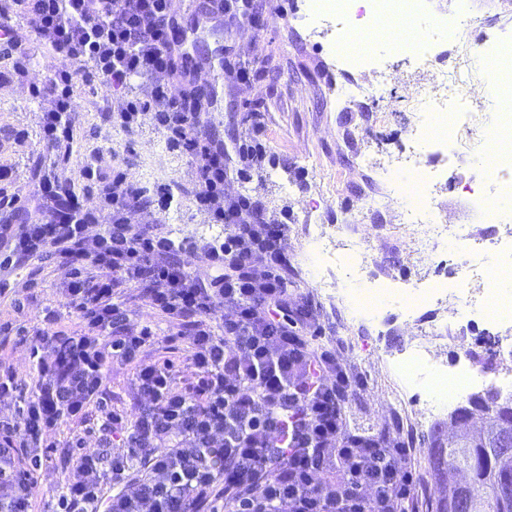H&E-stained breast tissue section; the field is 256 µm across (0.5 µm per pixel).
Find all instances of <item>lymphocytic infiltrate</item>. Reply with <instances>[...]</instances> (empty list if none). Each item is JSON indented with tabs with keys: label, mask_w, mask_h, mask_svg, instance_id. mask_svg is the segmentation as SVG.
Returning <instances> with one entry per match:
<instances>
[{
	"label": "lymphocytic infiltrate",
	"mask_w": 512,
	"mask_h": 512,
	"mask_svg": "<svg viewBox=\"0 0 512 512\" xmlns=\"http://www.w3.org/2000/svg\"><path fill=\"white\" fill-rule=\"evenodd\" d=\"M176 0H0V45L27 72L36 49L73 61L52 79L54 104L40 138L54 148L74 140V86L116 94L127 131L151 114L169 149L193 171V205L224 234L173 236L159 224H133L148 191L126 170L95 182L99 206L74 202L64 185L32 195L25 224L0 222V301L17 299L12 275L51 257L68 270L63 304L79 329L60 327L46 310L33 327L0 322V344L31 350L28 377L0 360V512H34L36 475L51 457L64 421L95 417L116 453L87 454L83 437L58 498L59 512H421L412 450L401 438L349 429L345 404L361 378L335 347L312 345L308 312L282 267L287 225L262 202L229 195V175L261 176L266 147L245 135L233 147L213 138L210 105L196 86L186 50L172 36ZM25 19L22 43L10 16ZM159 76L150 96L130 95L133 78ZM181 84L171 94L168 81ZM103 231L88 237V225ZM142 289L148 305L184 338L196 369L191 388L175 383L176 363L152 360L151 326L133 329L120 300ZM133 370L136 398L118 412L105 396L114 366Z\"/></svg>",
	"instance_id": "1"
}]
</instances>
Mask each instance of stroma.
Here are the masks:
<instances>
[{
  "label": "stroma",
  "mask_w": 512,
  "mask_h": 512,
  "mask_svg": "<svg viewBox=\"0 0 512 512\" xmlns=\"http://www.w3.org/2000/svg\"><path fill=\"white\" fill-rule=\"evenodd\" d=\"M253 3L258 13H277V20L262 28L245 21L227 30L210 26L200 30L188 48L198 72V89L213 101L217 135L232 141L245 131L248 113L260 115L266 171L250 181L230 179L224 190L230 195L259 197L270 215L287 224L288 277L300 296L317 307L310 328L335 341L341 360L366 383L365 391L345 406L350 428L372 433L401 428L411 440V462L423 479L426 512H436L441 489L428 465L431 425L419 418L422 403L414 399L395 411L387 406L404 389L400 374L392 367L393 357L407 347L412 336L431 330L432 325L400 316L398 298L391 294L381 298L379 313L355 314L356 299L363 293L358 282L338 281L336 298L324 297L313 276L310 228L321 224L341 233L355 230L374 261L372 277L385 286L444 279L472 288V281L458 279V269L470 263V255L452 240L447 243V255L435 260L417 251L411 242L412 226L394 219L396 206L389 198V180L366 169L361 158L367 155L381 163L407 153L416 109L433 92L436 71L445 67L458 71L473 89L472 109L461 114L449 152L432 150L423 157V165L440 174L426 187V196L442 223L465 225L477 238L512 240V207L500 208L496 218L489 220L472 206L473 196L485 187L479 161L489 148L490 134L507 121L502 94L474 49L487 39H512V0H419L425 27L457 26L454 38L437 49L432 70H416L409 60L383 47L377 51L383 60L380 69L350 73L337 66L334 51L321 34H307L299 25L297 14L303 0ZM225 49L237 66L249 68L250 81L216 71ZM70 66L66 59L39 51L27 76L19 78L12 60L0 58V190L23 204L39 181L49 178L71 184L88 206H96L80 174L92 155L107 174L118 164L128 163L132 180L153 193L177 184L190 186L192 173L185 158L169 150L151 117H143L138 131L128 132L108 118L107 102L81 88L75 93L78 125L72 157L69 163H59L55 149L40 139L39 126L43 113L52 106L54 73ZM357 83L373 86L375 96L341 103L342 92ZM34 85L43 87L42 98L31 97ZM371 195L378 198L373 211L365 206ZM130 221L164 224L181 236L209 238L224 231L222 225L208 223L196 212L184 193L176 196L169 210L149 207L132 213ZM66 280V268L48 267L36 298L24 312L14 313L5 302L0 304V317L36 325L43 310L59 307ZM495 336V330L480 321L468 330L470 353L483 370L487 389L497 387L502 374L500 367L486 359ZM82 430L81 424L66 422L57 432L52 460L37 476V512H54L68 475L64 445Z\"/></svg>",
  "instance_id": "1"
}]
</instances>
